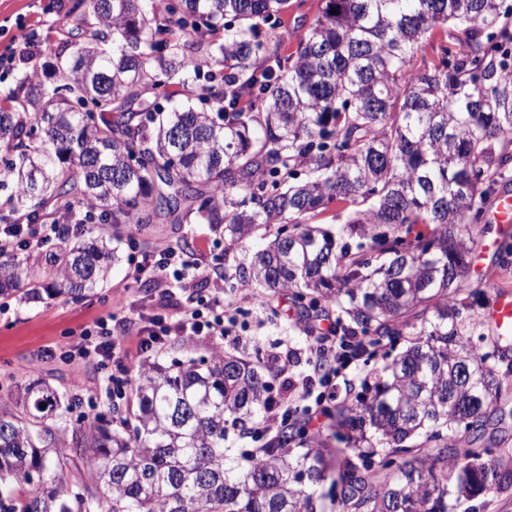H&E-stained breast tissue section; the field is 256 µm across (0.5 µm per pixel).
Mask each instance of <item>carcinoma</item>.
I'll return each instance as SVG.
<instances>
[{"label":"carcinoma","instance_id":"1","mask_svg":"<svg viewBox=\"0 0 512 512\" xmlns=\"http://www.w3.org/2000/svg\"><path fill=\"white\" fill-rule=\"evenodd\" d=\"M51 84L23 71L0 110V224L112 220L210 224L270 245L235 276L327 308L374 348L407 347L336 405L352 432L341 503L351 512H459L512 488V457L478 440L504 396L467 335L460 280L512 181V6L505 0H322L290 31L288 0H76ZM447 27L439 63L411 62ZM112 42V48L106 42ZM293 43L295 50L281 54ZM206 76V106L166 88ZM89 201L97 214H81ZM343 222L310 223L331 206ZM117 248L64 242L45 265L0 255V298L74 299L107 281ZM255 366L222 351L141 366L125 416L89 428L40 382L0 409V512H318L323 452L293 422L230 475L224 438L267 404ZM86 464L87 476L70 483Z\"/></svg>","mask_w":512,"mask_h":512}]
</instances>
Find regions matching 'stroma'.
Returning <instances> with one entry per match:
<instances>
[{
  "label": "stroma",
  "instance_id": "1",
  "mask_svg": "<svg viewBox=\"0 0 512 512\" xmlns=\"http://www.w3.org/2000/svg\"><path fill=\"white\" fill-rule=\"evenodd\" d=\"M74 0H0V54L5 53L24 36L40 41L43 52L36 62L40 79L54 80L56 58L54 46L59 43V30L75 31L76 16L69 9ZM503 225L488 224L481 245L472 257L476 268L464 284L465 290L477 292L485 285L512 290V266L499 267L496 253L502 239ZM275 227H261L245 246L230 250L224 244V233L207 224H155L118 245L117 259L110 276L95 293L83 298L43 296L40 302L27 304L8 300L0 305V405L10 404L15 391L10 377L42 380L66 392L73 399L72 421L93 423L97 417H109L105 382L93 366L67 360L66 355L81 330L99 317L125 306L130 319L139 314L166 311L172 314L196 301L224 297L237 302L241 311L229 330V340L200 336L187 340L169 338L155 352L162 363L188 361L221 350L247 360H254L266 350L288 353V378L301 382L309 372L310 337L308 325L297 314L281 311V297L265 289L230 286L227 282L207 280V273L235 269L248 260L250 252L269 245ZM189 240L193 246L187 254L190 263L181 280L171 281L172 294L166 308H159L157 290L152 282H137L132 277L134 265L146 253L172 243ZM331 459L327 479L316 489L320 512H340L343 461L352 450L343 428L335 419H327L317 437Z\"/></svg>",
  "mask_w": 512,
  "mask_h": 512
}]
</instances>
